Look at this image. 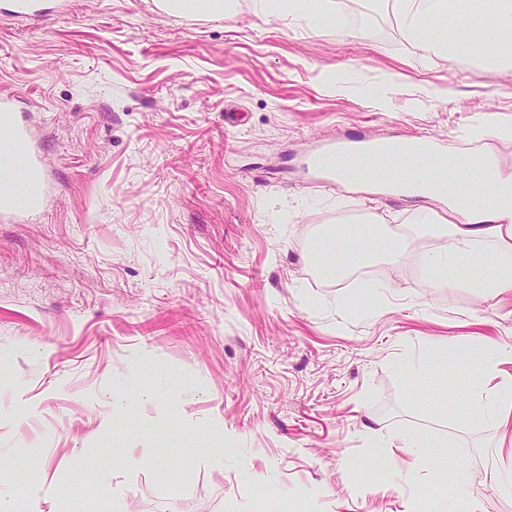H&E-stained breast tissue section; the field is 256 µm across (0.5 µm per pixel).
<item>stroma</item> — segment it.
I'll list each match as a JSON object with an SVG mask.
<instances>
[{"label": "stroma", "instance_id": "stroma-1", "mask_svg": "<svg viewBox=\"0 0 512 512\" xmlns=\"http://www.w3.org/2000/svg\"><path fill=\"white\" fill-rule=\"evenodd\" d=\"M239 2L0 13V93L24 101L52 183L37 222L0 221V495L28 512L18 489L41 477L59 512H254L268 494L286 512H454L463 479L478 512H512L502 433L469 405L478 360L410 371L430 342L512 345V291L428 287L429 240L328 277L316 231L367 211L407 233L416 204L304 166L350 138L458 148L487 114L512 128V69L424 64L384 0H344L342 29ZM128 372L152 393L119 415ZM412 433L417 454L390 447ZM234 0H168L171 15L203 14L211 16L228 15L234 10Z\"/></svg>", "mask_w": 512, "mask_h": 512}]
</instances>
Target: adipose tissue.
<instances>
[{
	"mask_svg": "<svg viewBox=\"0 0 512 512\" xmlns=\"http://www.w3.org/2000/svg\"><path fill=\"white\" fill-rule=\"evenodd\" d=\"M391 6L404 43L426 62L466 59L477 70L512 68V0H391ZM253 10L263 19L343 23L338 0H253ZM400 171L417 181L425 201L414 233H399L369 213L364 221L370 232L337 226L335 239L314 241L313 253L325 250L359 268L379 259L396 264L416 239L429 237L436 241L424 256L431 287L465 286L483 295L512 291V177L464 159L445 168L422 162ZM440 202L447 212L437 211ZM481 363L471 401L499 427L512 426V348L488 347Z\"/></svg>",
	"mask_w": 512,
	"mask_h": 512,
	"instance_id": "adipose-tissue-1",
	"label": "adipose tissue"
}]
</instances>
